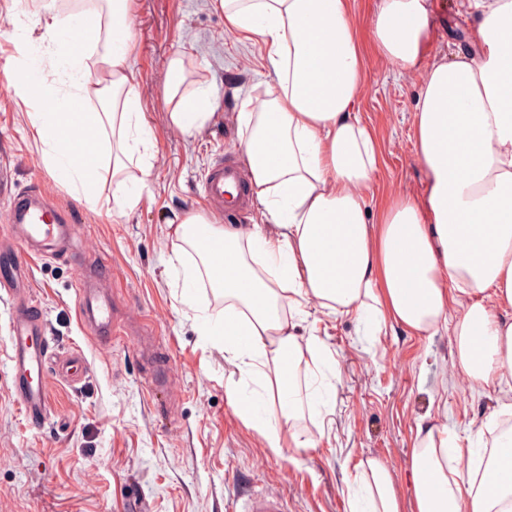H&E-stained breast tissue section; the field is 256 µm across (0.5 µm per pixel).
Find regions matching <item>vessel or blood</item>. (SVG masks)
Wrapping results in <instances>:
<instances>
[{"instance_id":"1","label":"vessel or blood","mask_w":512,"mask_h":512,"mask_svg":"<svg viewBox=\"0 0 512 512\" xmlns=\"http://www.w3.org/2000/svg\"><path fill=\"white\" fill-rule=\"evenodd\" d=\"M244 181V171L237 162L216 161L203 184L207 206L221 214L243 209L247 204ZM6 221L18 225L27 243L46 246L58 241L64 217L40 191L30 190L13 196ZM28 281L27 264L10 252L0 251V285L7 287L14 301L9 355L11 388L25 414L38 417L48 405L44 383L50 354L45 325L29 305ZM82 297L85 314L104 332L102 344H111V298L87 288L83 289ZM242 512H285V504L278 492L265 491L245 500Z\"/></svg>"}]
</instances>
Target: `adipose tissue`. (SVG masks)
I'll list each match as a JSON object with an SVG mask.
<instances>
[{
    "label": "adipose tissue",
    "mask_w": 512,
    "mask_h": 512,
    "mask_svg": "<svg viewBox=\"0 0 512 512\" xmlns=\"http://www.w3.org/2000/svg\"><path fill=\"white\" fill-rule=\"evenodd\" d=\"M46 32L59 62L46 69L21 41L26 62L7 73L18 95L38 108L35 138L43 161L69 193L95 206L104 177L117 211L133 207L148 185L152 141L130 69L132 0H107ZM228 32L257 39L275 78L267 99L239 113L240 149L271 232L212 224L187 215L175 228L186 288L208 280L224 294V315L204 318L224 345L241 383L243 424L268 447H312L296 429L320 416L335 387L302 392L306 364L335 372L317 337L300 338L288 314L317 301L351 314L367 332L394 322L417 334L452 329L453 367L468 379H512V0H460L475 16L477 53L427 62L430 0H379L369 23L377 52L400 72L419 71L415 157L425 171L421 198L399 196L371 212L364 194L380 162L378 143L354 113L364 63L351 0H212ZM103 49L89 60V41ZM183 61L169 64L165 97L183 134L212 115L210 90L183 92ZM141 176L127 184V161ZM202 257L185 262L184 246ZM466 303L449 317L451 294ZM496 421L462 447L447 424L418 426L411 457L417 512H512V428ZM361 487L350 512H401L392 476L379 460L360 461Z\"/></svg>",
    "instance_id": "1"
}]
</instances>
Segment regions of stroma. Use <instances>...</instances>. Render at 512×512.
I'll use <instances>...</instances> for the list:
<instances>
[{"instance_id": "35a3bbf8", "label": "stroma", "mask_w": 512, "mask_h": 512, "mask_svg": "<svg viewBox=\"0 0 512 512\" xmlns=\"http://www.w3.org/2000/svg\"><path fill=\"white\" fill-rule=\"evenodd\" d=\"M73 2L0 0V183L15 192L40 189L70 220L59 252L45 255L30 253L18 228L0 220V249L29 266L30 297L53 360H86L77 373L50 380L45 416L29 420L10 391L12 305L0 289V512H129L134 493L148 512H240L250 494L270 489L285 497L288 512H349L347 489L370 457L389 468L402 512H415L410 460L419 419L447 423L464 445L497 402H512V389L455 371L449 331L421 336L396 325L369 338L354 315H332L311 301L296 332L319 337L337 361L334 399L328 413L298 423L312 448H268L236 415L231 392L239 373L201 327L202 315L223 316V296L203 281L195 304L184 303L182 278L170 266L175 227L185 215L222 221L206 213L202 182L217 157L244 159L237 116L248 101L264 98L273 80L262 47L228 33L211 0H133L130 63L152 134L149 189L121 214L111 183H104L91 209L44 165L43 146L30 133L36 107L9 91L3 76L21 65L19 35L41 48L44 65L55 62L45 22L70 19ZM376 6L352 0L366 74L357 115L381 152L366 191L375 207L424 191L413 126L423 76L397 72L374 50L369 22ZM474 22L459 14L458 0L435 7L429 57L473 52ZM175 57L188 89L216 94L212 117L191 137L171 124L165 102ZM89 268L101 270L99 288L127 306L130 332L106 349L80 315L76 283ZM169 372L176 384L161 389Z\"/></svg>"}]
</instances>
